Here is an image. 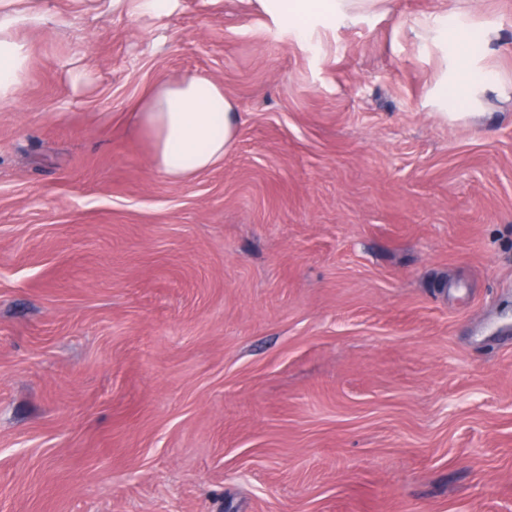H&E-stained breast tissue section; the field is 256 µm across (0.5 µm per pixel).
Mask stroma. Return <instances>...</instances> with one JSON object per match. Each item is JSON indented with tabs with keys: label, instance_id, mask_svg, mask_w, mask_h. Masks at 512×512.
Wrapping results in <instances>:
<instances>
[{
	"label": "stroma",
	"instance_id": "1",
	"mask_svg": "<svg viewBox=\"0 0 512 512\" xmlns=\"http://www.w3.org/2000/svg\"><path fill=\"white\" fill-rule=\"evenodd\" d=\"M0 105V512H512V0L307 37L259 0H33ZM494 71L428 104L434 17ZM196 73L231 151L132 118ZM155 168L186 181L222 162L239 123L234 101L209 78L186 74L153 88L133 106Z\"/></svg>",
	"mask_w": 512,
	"mask_h": 512
}]
</instances>
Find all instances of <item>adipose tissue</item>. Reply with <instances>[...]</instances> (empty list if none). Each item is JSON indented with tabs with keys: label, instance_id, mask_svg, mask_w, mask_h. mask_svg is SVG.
Masks as SVG:
<instances>
[{
	"label": "adipose tissue",
	"instance_id": "obj_1",
	"mask_svg": "<svg viewBox=\"0 0 512 512\" xmlns=\"http://www.w3.org/2000/svg\"><path fill=\"white\" fill-rule=\"evenodd\" d=\"M269 14L292 19L294 13L316 9L319 17L353 22L379 0H263ZM20 0H0V104H11L29 59L15 37L19 23L40 24L37 11L23 9ZM446 52V71L431 94L432 103L447 110L449 99H461L470 112L481 113L482 98L495 81L467 52L473 38L464 23L438 22L433 29ZM133 116L146 139L155 168L175 181H186L222 162L230 151L239 123L234 101L209 78L186 74L163 82L135 103Z\"/></svg>",
	"mask_w": 512,
	"mask_h": 512
}]
</instances>
